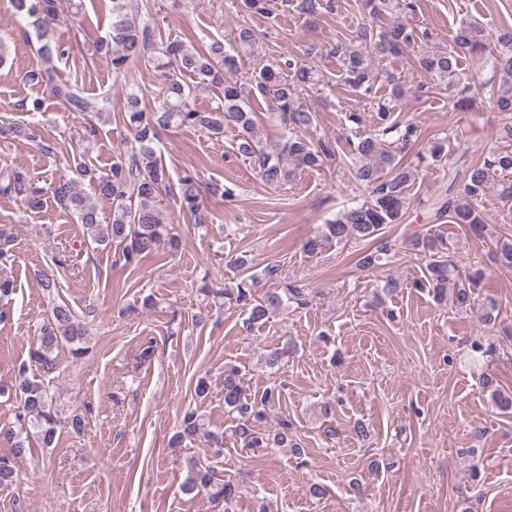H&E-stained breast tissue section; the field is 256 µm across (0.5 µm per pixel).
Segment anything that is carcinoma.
Here are the masks:
<instances>
[{
    "mask_svg": "<svg viewBox=\"0 0 512 512\" xmlns=\"http://www.w3.org/2000/svg\"><path fill=\"white\" fill-rule=\"evenodd\" d=\"M373 14H389L400 18L393 25L373 28L359 26L348 46L338 44L331 48L339 62L340 80L344 90L375 106L377 123L369 134L350 144L347 158L356 189L368 196L344 209L322 225L318 235L309 239L306 251L315 254L325 243L379 240L373 250L362 252L358 266L370 270L382 266L391 251L389 241L381 239L388 224L401 223L410 204V191L423 164L440 166L448 172V183L431 200L429 209L434 220L451 219L454 224H466L473 234L480 236L487 222L480 202L489 190H494L503 202L501 223L512 224V31H503L496 37L492 75L475 80L461 69V54L485 46V31L472 23L461 24L453 37L451 49L427 51L417 57L419 67L430 80L448 91V102L457 112H471L478 97L489 99L498 111L506 115L499 129L503 146L488 150L483 161L460 170L454 155L448 152V139H434L419 145L420 130L410 121L394 115L406 89L398 82L387 91L378 86L372 70L377 55L399 57L419 43L430 39L428 30H420L406 21L415 14L416 0H367ZM14 13L36 18L42 23L52 20L60 9V0H10ZM167 58L157 63L159 68L176 67L177 73L164 75L163 93L158 107L146 111L139 98L127 97L126 118L133 131L129 145L112 162L109 172L99 174L80 162L75 171L86 180L92 192L77 189L76 180L62 179L53 187L54 197L76 216L91 243L123 247L127 263L139 262L165 240L167 225L158 212L161 192L170 190L169 173L157 155L155 142L158 129L171 124L199 128L221 137L224 129L238 130V153L257 164L258 173L268 184H283L299 169H311L335 158L338 144L329 140L312 141L303 135L314 122V112L300 102V95L308 90H319L326 83L322 71L314 65L294 60L275 62L263 66L252 82V90L270 101V116L282 129V138L275 148L265 150L262 132L252 118V109L243 88L228 79L226 72L235 66L234 56L227 54L224 44L212 42L202 51L192 44L163 42L155 38L154 31L140 22L138 0H112V36L98 46V51L109 60L112 72L122 73L145 59L150 48ZM64 51L42 44L37 50L36 67L29 70L26 79L52 86L53 94L74 112L104 113L112 110V96L103 92L93 97L83 96L75 87L58 79L57 57ZM288 70V77L281 76ZM189 73L220 97L222 106L213 112H199L189 102L193 87L184 83L180 74ZM415 150L417 164L403 162L404 154ZM0 193L18 199L30 210L43 207L42 191L20 172L8 174L0 184ZM112 200V220L102 223L97 199ZM181 207L195 216L200 211V191L197 180L185 176L178 183ZM414 250L429 256L425 264L424 279L420 287H429L436 298L453 295L457 305H470L473 290L483 276L479 269L467 270L450 259V242L442 238L413 233L409 239ZM236 270L234 285L214 290L205 284L200 291L221 297L224 303L239 307L247 313L248 325L265 324L272 310L293 303L302 308L309 304V293L301 285H288L282 292L268 291L258 297L262 281L281 276L278 264L264 269L263 277L249 273L248 260L239 256L230 260ZM86 329L80 324L71 307L55 304L43 324L31 350V359L50 373L57 369V354L68 347L71 355L80 357L86 352ZM14 389L21 395L23 418L27 424L19 430H7L13 440L10 454L0 455V488L16 481V460L24 457L30 448L22 434L32 426L42 443L49 447L56 438L60 421L53 406V394L43 379L29 376L21 365L15 375ZM280 396L279 386L273 384L261 391L250 393L244 386L239 370L224 371V409L236 414L234 434L242 447L268 449L272 446L293 448L302 456L298 444L290 442L292 425L283 420L273 434L255 429V423L265 409ZM240 485L233 480H215L214 469L196 459L188 460L187 476L181 490L185 494L201 491L209 493L215 503L232 501Z\"/></svg>",
    "mask_w": 512,
    "mask_h": 512,
    "instance_id": "carcinoma-1",
    "label": "carcinoma"
}]
</instances>
